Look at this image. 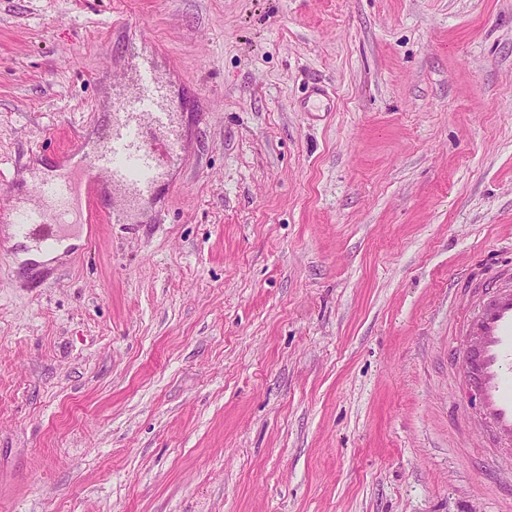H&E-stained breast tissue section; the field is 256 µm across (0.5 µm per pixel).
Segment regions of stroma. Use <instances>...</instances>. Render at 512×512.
<instances>
[{"instance_id":"obj_1","label":"stroma","mask_w":512,"mask_h":512,"mask_svg":"<svg viewBox=\"0 0 512 512\" xmlns=\"http://www.w3.org/2000/svg\"><path fill=\"white\" fill-rule=\"evenodd\" d=\"M129 19L184 156L165 223L39 263L0 222V512H505L448 319L512 261V0H0V211Z\"/></svg>"}]
</instances>
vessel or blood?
<instances>
[{"label":"vessel or blood","instance_id":"obj_1","mask_svg":"<svg viewBox=\"0 0 512 512\" xmlns=\"http://www.w3.org/2000/svg\"><path fill=\"white\" fill-rule=\"evenodd\" d=\"M135 61L112 89L110 123L92 149L66 156L63 174L41 181L33 203L13 208L8 222L15 237L49 247L66 231L87 225L101 211L99 190L121 195L106 211L118 223L132 209L153 202L160 184L183 154L182 119L170 80L155 64L157 51L139 25L124 24ZM505 266L487 268L482 290L454 329L461 342L454 368L459 383L479 400V418L496 443L512 444V286Z\"/></svg>","mask_w":512,"mask_h":512}]
</instances>
